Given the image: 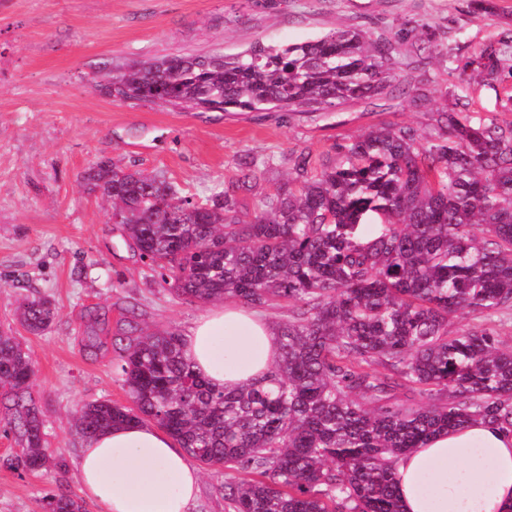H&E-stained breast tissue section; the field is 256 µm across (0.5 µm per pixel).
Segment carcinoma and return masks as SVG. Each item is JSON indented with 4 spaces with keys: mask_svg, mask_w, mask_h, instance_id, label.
Returning <instances> with one entry per match:
<instances>
[{
    "mask_svg": "<svg viewBox=\"0 0 512 512\" xmlns=\"http://www.w3.org/2000/svg\"><path fill=\"white\" fill-rule=\"evenodd\" d=\"M414 36L370 39L341 29L315 40L253 45L235 54L174 55L94 73L115 95L222 112L323 110L378 95L405 96L393 64ZM507 58L492 45L468 65L494 76ZM452 96L446 130L425 144L411 125H388L334 145L309 173L295 156L290 182L250 221L226 191L204 203L160 174L108 161L87 176L161 284L186 299L288 305L280 358L268 375L226 391L185 357L173 331L128 338L118 373L132 406L84 405L75 432L153 422L205 466L250 474L224 484L229 512H400L399 459L435 432L483 419L512 426V348L488 324L452 333L460 309L512 312V124L469 111ZM51 302L16 310L30 333L54 319ZM33 373L15 337L0 332V418L27 442L3 464L60 466L39 410L24 396ZM401 389L428 399L394 402ZM48 512H84L47 498Z\"/></svg>",
    "mask_w": 512,
    "mask_h": 512,
    "instance_id": "cac0c4a2",
    "label": "carcinoma"
}]
</instances>
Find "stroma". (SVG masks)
I'll return each instance as SVG.
<instances>
[{"label": "stroma", "mask_w": 512, "mask_h": 512, "mask_svg": "<svg viewBox=\"0 0 512 512\" xmlns=\"http://www.w3.org/2000/svg\"><path fill=\"white\" fill-rule=\"evenodd\" d=\"M411 23L417 38L401 47L398 79L421 102L379 96L318 112H197L110 99L88 81L118 60L168 55L233 54L257 43L303 42L344 28L371 39L393 37ZM512 46V0H0V330L30 355L29 392L44 438L62 468L16 471L1 461L24 441L0 430V512H43L44 496L78 495L82 440L76 411L129 398L118 377L116 336L184 333L205 303L162 288L113 224L109 208L86 187L103 160L138 164L204 201L235 184L243 157L256 179L236 192L243 219L294 174L297 151L320 160L338 142L389 124L437 136V110L467 95L474 111L512 123V71L494 80L471 68L482 47ZM46 298L56 315L41 334L13 318L26 298ZM104 348L84 347L95 319ZM191 512H227L224 482L232 471L199 467Z\"/></svg>", "instance_id": "stroma-1"}]
</instances>
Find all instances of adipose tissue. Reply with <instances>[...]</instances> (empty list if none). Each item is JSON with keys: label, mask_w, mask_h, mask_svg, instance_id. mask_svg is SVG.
Here are the masks:
<instances>
[{"label": "adipose tissue", "mask_w": 512, "mask_h": 512, "mask_svg": "<svg viewBox=\"0 0 512 512\" xmlns=\"http://www.w3.org/2000/svg\"><path fill=\"white\" fill-rule=\"evenodd\" d=\"M183 350L198 374L226 390L264 375L280 354L275 327L232 303L201 314ZM78 471L101 512H190L199 492L184 449L149 423L89 438ZM395 486L401 512H512V427L478 420L436 432L399 461Z\"/></svg>", "instance_id": "ef3b65f1"}]
</instances>
